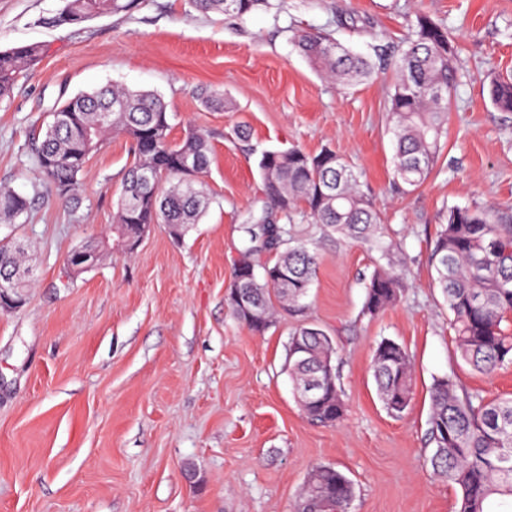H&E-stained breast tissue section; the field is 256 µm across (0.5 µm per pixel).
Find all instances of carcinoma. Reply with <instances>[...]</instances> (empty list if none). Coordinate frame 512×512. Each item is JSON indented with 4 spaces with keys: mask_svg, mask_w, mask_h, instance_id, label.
I'll list each match as a JSON object with an SVG mask.
<instances>
[{
    "mask_svg": "<svg viewBox=\"0 0 512 512\" xmlns=\"http://www.w3.org/2000/svg\"><path fill=\"white\" fill-rule=\"evenodd\" d=\"M52 20L79 24L91 17L119 14L136 0H63ZM203 14L242 19L268 0H193ZM297 47L325 78L347 90L378 75L386 61L398 57V75L388 100L394 136L395 177L412 192L427 179L448 125L446 96L456 82V48L448 29L425 14L410 23V34L399 46L374 45V56L355 53L322 32L297 36ZM43 52L38 44L0 51V102L10 98L17 74ZM489 96L496 108L512 112V76L495 75ZM58 111L65 121L46 130L36 147L40 175L67 202H78L81 174L87 160L109 134L132 144L133 161L123 177L113 218L119 245L141 237L142 227L165 224L184 230L198 224L208 210L199 175L211 163L208 133L189 129L179 141L170 139V115L162 97L147 90L107 84L68 98ZM270 208L243 225L250 242L265 236L278 214L288 222L300 211L328 232L361 242L388 258L384 228L372 202L359 189L353 166L330 150L309 154L299 148L265 150L258 162ZM29 199L0 190V219L14 222L28 213ZM285 246L263 266L288 278L258 279L256 267L240 260L231 290L250 298L261 317L232 307L233 314L253 332L262 334L273 323V302L304 317L305 299L313 282L317 256L279 228ZM430 262L452 318L450 328L457 359L478 373H494L512 365V214L494 208L451 207L440 225ZM23 270L20 247L0 240V276ZM401 279L377 264L368 283L364 310L369 315L393 304ZM336 343L319 325L302 320L288 346V372L295 397L306 418L334 425L345 411L344 394L332 364ZM376 392L388 413L400 417L412 400L411 363L406 350L392 339L375 347L370 367ZM317 381V392L304 393ZM428 458L432 474L457 491V512H512V397L485 399L459 386L451 377L434 381L430 393ZM355 497L353 482L332 466L311 469L294 512H348Z\"/></svg>",
    "mask_w": 512,
    "mask_h": 512,
    "instance_id": "obj_1",
    "label": "carcinoma"
}]
</instances>
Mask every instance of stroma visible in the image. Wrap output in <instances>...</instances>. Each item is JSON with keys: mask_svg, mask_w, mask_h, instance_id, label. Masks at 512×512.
Returning a JSON list of instances; mask_svg holds the SVG:
<instances>
[{"mask_svg": "<svg viewBox=\"0 0 512 512\" xmlns=\"http://www.w3.org/2000/svg\"><path fill=\"white\" fill-rule=\"evenodd\" d=\"M62 5L0 0V50L44 49L0 103V188L32 201L0 223V238H20L33 270L23 306L0 310V512H293L316 465L353 481L350 512H456L454 488L424 464L431 386L450 376L512 396V368L486 376L458 364L429 256L448 208L512 206V112L488 97L490 75L512 73V0H269L242 20L192 0H137L126 14L52 25ZM419 11L447 27L458 81L442 149L405 193L392 181L394 65L343 94L295 37L327 32L366 53L376 34L399 44ZM110 81L160 93L172 140L210 132V207L181 238L151 225L134 251L101 253L72 275L65 257L110 233L131 142L109 136L89 158L75 208L43 182L34 145L59 102ZM204 89L223 106H205ZM240 124L248 140L235 138ZM291 147L353 165L406 281L395 305L364 314L374 252L295 217L297 238L320 254L307 316L338 348L347 410L335 426L309 422L294 397L286 358L297 317L279 309L260 335L228 301L242 226L265 202L260 154ZM384 338L412 364L400 417L370 373Z\"/></svg>", "mask_w": 512, "mask_h": 512, "instance_id": "obj_1", "label": "stroma"}]
</instances>
